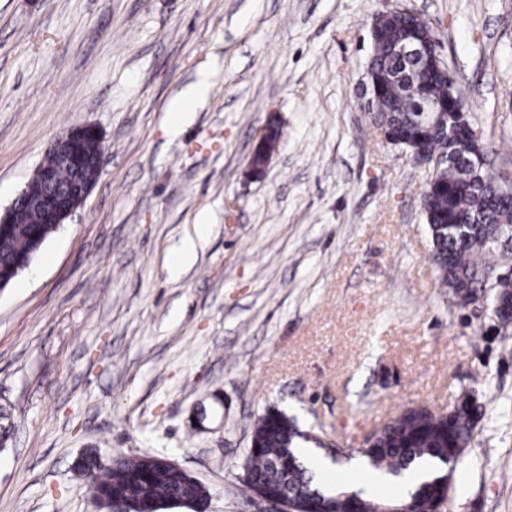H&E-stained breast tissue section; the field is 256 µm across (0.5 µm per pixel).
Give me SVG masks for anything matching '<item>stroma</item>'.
Returning <instances> with one entry per match:
<instances>
[{"mask_svg":"<svg viewBox=\"0 0 512 512\" xmlns=\"http://www.w3.org/2000/svg\"><path fill=\"white\" fill-rule=\"evenodd\" d=\"M431 26L491 167L512 177V0H0V212L51 142L103 138L85 201L0 289V512H98L75 460L166 456L206 512L277 409L362 466L402 410L479 408L449 512H512V332L440 288L426 166L362 106L370 27ZM207 83L171 130L175 99ZM278 147L248 175L269 119ZM206 224L175 277L172 251Z\"/></svg>","mask_w":512,"mask_h":512,"instance_id":"obj_1","label":"stroma"}]
</instances>
